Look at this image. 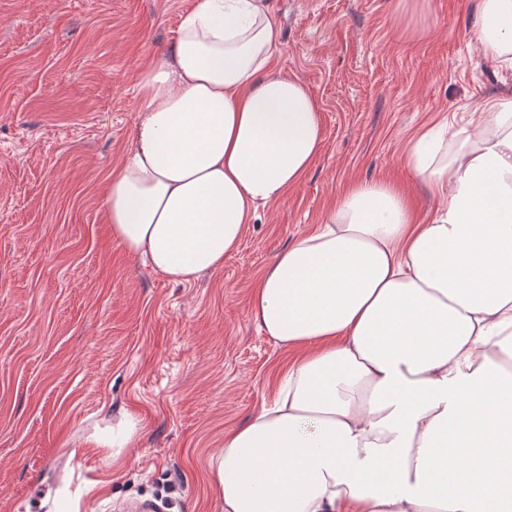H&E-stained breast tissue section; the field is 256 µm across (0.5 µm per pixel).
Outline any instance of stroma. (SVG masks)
<instances>
[{
    "mask_svg": "<svg viewBox=\"0 0 512 512\" xmlns=\"http://www.w3.org/2000/svg\"><path fill=\"white\" fill-rule=\"evenodd\" d=\"M193 2L0 0V512H220L224 434L273 401L288 361L253 316L264 270L355 180L430 215L409 141L512 97V69L476 39L479 0H269L272 67L315 96L320 149L221 269L176 284L113 239L104 187L140 72ZM125 416L139 434L110 447Z\"/></svg>",
    "mask_w": 512,
    "mask_h": 512,
    "instance_id": "35a3bbf8",
    "label": "stroma"
}]
</instances>
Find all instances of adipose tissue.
Returning <instances> with one entry per match:
<instances>
[{"mask_svg":"<svg viewBox=\"0 0 512 512\" xmlns=\"http://www.w3.org/2000/svg\"><path fill=\"white\" fill-rule=\"evenodd\" d=\"M476 36L511 69L512 0H480ZM279 42L265 0H195L141 73L105 211L173 282L222 268L314 163L319 106L272 69ZM453 123L406 150L429 217L356 181L263 272L254 319L294 355L273 402L224 435L222 512H512V100L474 110L452 149Z\"/></svg>","mask_w":512,"mask_h":512,"instance_id":"ef3b65f1","label":"adipose tissue"}]
</instances>
